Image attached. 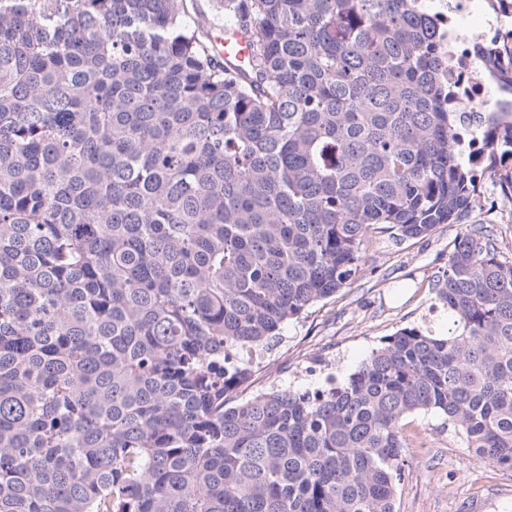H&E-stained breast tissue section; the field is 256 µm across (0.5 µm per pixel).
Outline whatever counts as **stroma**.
<instances>
[{"mask_svg": "<svg viewBox=\"0 0 512 512\" xmlns=\"http://www.w3.org/2000/svg\"><path fill=\"white\" fill-rule=\"evenodd\" d=\"M476 183L480 204L465 225L481 229L500 258L510 261L512 198L488 176ZM462 226L441 224L422 239L372 229L351 284L283 326L251 392L343 381L384 337L404 327L447 334L448 312L434 288ZM405 438L408 466L397 486V512H512V471L477 456L442 416H411Z\"/></svg>", "mask_w": 512, "mask_h": 512, "instance_id": "obj_1", "label": "stroma"}]
</instances>
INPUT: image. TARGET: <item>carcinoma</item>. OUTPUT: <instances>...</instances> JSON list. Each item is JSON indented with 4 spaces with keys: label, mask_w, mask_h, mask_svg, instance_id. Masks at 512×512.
I'll use <instances>...</instances> for the list:
<instances>
[{
    "label": "carcinoma",
    "mask_w": 512,
    "mask_h": 512,
    "mask_svg": "<svg viewBox=\"0 0 512 512\" xmlns=\"http://www.w3.org/2000/svg\"><path fill=\"white\" fill-rule=\"evenodd\" d=\"M0 0V512H396L404 420L512 470V261L456 239L445 336L236 401L227 364L345 288L382 224L512 193V112H455L420 0ZM512 75V43L479 56ZM224 29V27L222 28ZM218 45L224 47L221 49V55L226 60H233L236 64L241 65L249 56L250 48L247 34L241 30H228L224 29V38L219 36L216 38Z\"/></svg>",
    "instance_id": "1"
}]
</instances>
